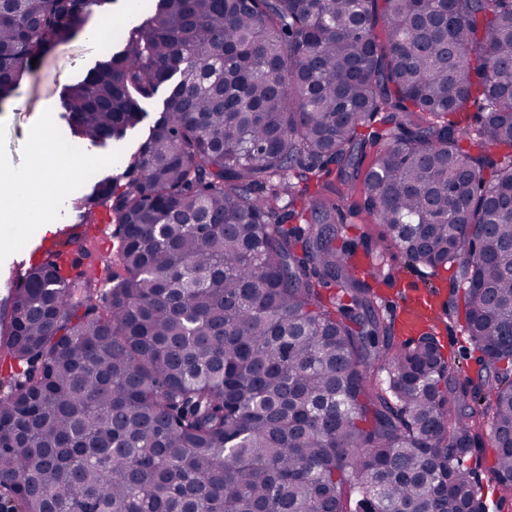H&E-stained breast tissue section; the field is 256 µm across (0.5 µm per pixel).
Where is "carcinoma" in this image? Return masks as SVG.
<instances>
[{"mask_svg":"<svg viewBox=\"0 0 512 512\" xmlns=\"http://www.w3.org/2000/svg\"><path fill=\"white\" fill-rule=\"evenodd\" d=\"M89 2L0 0V101ZM121 41L62 90L70 135L120 143L170 90L0 322L16 512H486L487 441L511 500L512 0H156ZM338 185L385 228L364 257L456 267L441 308L494 381L399 338ZM166 93H167V88H161L160 91L158 92L157 96L150 103H148L145 106L147 112H149L148 113L149 116L145 120V122L143 123L141 128L137 129L130 135V137L125 145V148H124L125 153L127 155H130L133 152H135L139 143L146 136L148 125L151 122H153L154 118L157 116V114H158L157 112L159 111L161 101L164 98V96L166 95ZM492 450L489 442H485L484 450L480 458V466L476 467L474 461L471 462L472 467L475 468L477 474V481L479 483L480 491L482 492L484 501H487L488 511L497 512L495 509L496 501L498 498V486L495 484L493 476L489 470L492 463Z\"/></svg>","mask_w":512,"mask_h":512,"instance_id":"1","label":"carcinoma"}]
</instances>
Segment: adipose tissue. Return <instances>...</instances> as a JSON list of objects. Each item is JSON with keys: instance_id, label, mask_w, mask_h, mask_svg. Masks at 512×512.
Wrapping results in <instances>:
<instances>
[{"instance_id": "1", "label": "adipose tissue", "mask_w": 512, "mask_h": 512, "mask_svg": "<svg viewBox=\"0 0 512 512\" xmlns=\"http://www.w3.org/2000/svg\"><path fill=\"white\" fill-rule=\"evenodd\" d=\"M72 156L81 163L89 160L87 154L65 147L57 154L37 155L27 170L0 177V239L17 234L20 224L39 218V192L43 184L61 167L63 159Z\"/></svg>"}]
</instances>
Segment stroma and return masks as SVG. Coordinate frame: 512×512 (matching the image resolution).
Instances as JSON below:
<instances>
[{"instance_id":"1","label":"stroma","mask_w":512,"mask_h":512,"mask_svg":"<svg viewBox=\"0 0 512 512\" xmlns=\"http://www.w3.org/2000/svg\"><path fill=\"white\" fill-rule=\"evenodd\" d=\"M101 48V41L88 40L85 30H78L69 42L52 47L34 70L0 102V161L6 163L8 170L23 171L32 165L37 154V131L61 122V89L84 77L94 67ZM145 135V129L134 131L121 152L109 145L88 146V153L98 155L100 161L67 171L65 181L69 204H45V216L41 222L24 225L18 241L0 245V290L8 286L14 262L29 257L38 247L46 227L76 223L77 212L71 205L72 200L87 193L95 179L116 174L123 154L135 152ZM360 202L361 196L357 193L340 202L347 226L346 235L358 243L376 240L383 229L374 223L365 210L360 209ZM384 261L394 269L396 279L394 287L381 285L377 288L386 305L399 304L402 294L407 293L412 284L428 290L439 289L444 295L450 291L451 271L443 270L434 276L425 268H408L402 255L394 250L385 254ZM439 339L444 354L463 373L476 376L477 353L461 323L453 319L445 320L439 329Z\"/></svg>"}]
</instances>
